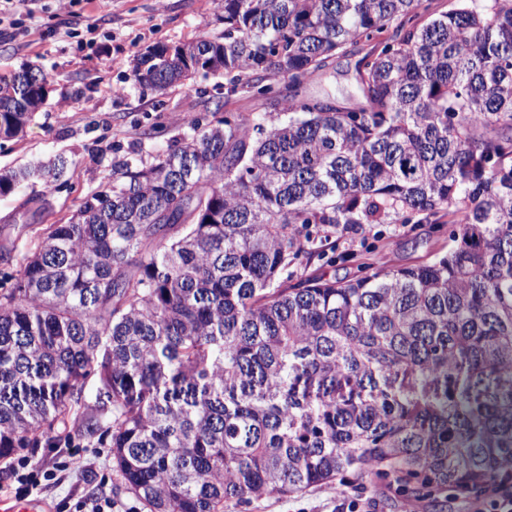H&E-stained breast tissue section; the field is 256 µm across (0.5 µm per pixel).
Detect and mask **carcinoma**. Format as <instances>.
Wrapping results in <instances>:
<instances>
[{
  "label": "carcinoma",
  "mask_w": 512,
  "mask_h": 512,
  "mask_svg": "<svg viewBox=\"0 0 512 512\" xmlns=\"http://www.w3.org/2000/svg\"><path fill=\"white\" fill-rule=\"evenodd\" d=\"M425 2L224 0L223 31L137 58L156 91L201 72L224 96L0 271V459L109 448L150 512L348 475L469 499L512 476V0ZM357 54L353 106L303 95ZM47 84L0 85V140ZM238 94L272 111L226 110ZM67 166L0 171V192ZM444 216L429 260L295 274L336 262L340 228ZM94 375L107 402L80 411Z\"/></svg>",
  "instance_id": "1"
}]
</instances>
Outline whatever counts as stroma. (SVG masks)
Wrapping results in <instances>:
<instances>
[{"label": "stroma", "instance_id": "35a3bbf8", "mask_svg": "<svg viewBox=\"0 0 512 512\" xmlns=\"http://www.w3.org/2000/svg\"><path fill=\"white\" fill-rule=\"evenodd\" d=\"M223 13L224 0H29L24 10L0 20L12 31L0 37V82L30 68L51 78L48 100L23 136L0 144V169L57 154L70 161L66 190L49 192L38 182L0 195V250L16 256L32 247L46 225L105 187L116 161L165 150V140L149 134L154 123H165L175 134L188 131L205 97L220 95L216 79L158 92L135 79L134 60L157 43L174 46L222 31ZM354 64L351 57L337 59L329 75L311 81L307 95L332 92L341 106H350ZM39 193L46 196L45 209H30L28 197ZM330 244L336 263L321 272L340 279L377 259L405 266L447 250L448 232L429 224H371L362 235L338 233ZM20 456L36 482L24 486L12 459H0L1 496L26 494L44 501L50 512H81L80 503L91 497L112 500L116 512H149L123 488L110 449L83 443L26 448ZM352 498L365 499L369 512H403L401 499L383 483L361 490L345 480L243 506L231 503L226 512H345Z\"/></svg>", "mask_w": 512, "mask_h": 512}]
</instances>
